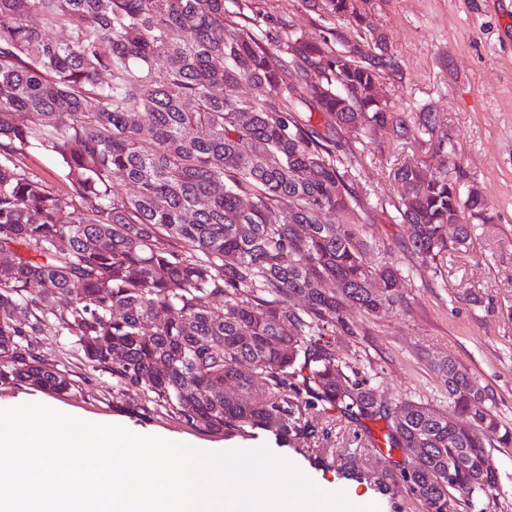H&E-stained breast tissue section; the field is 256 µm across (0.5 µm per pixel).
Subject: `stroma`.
Listing matches in <instances>:
<instances>
[{
  "label": "stroma",
  "instance_id": "stroma-1",
  "mask_svg": "<svg viewBox=\"0 0 512 512\" xmlns=\"http://www.w3.org/2000/svg\"><path fill=\"white\" fill-rule=\"evenodd\" d=\"M242 2L274 52L294 31L311 37L330 26L346 40L358 38L351 25L319 15L305 0ZM367 9L397 62L381 92L404 113L409 131L399 136L388 128L366 138L341 131L363 203L350 218L369 223L370 234L398 257L407 272L408 308L381 314L360 350L378 370L384 398L439 400L440 380L429 363L452 356L487 386L502 419L512 423V0H368ZM405 163L454 172L487 207L485 219L470 224L469 241L444 252L437 275L405 249L406 229L395 221L402 186L394 171ZM32 342L51 368L70 378V390L54 400L71 415L108 419L147 435L188 437L204 448L275 443L268 434L227 437L182 423L150 396L120 386L111 371L89 367L66 331L51 328ZM305 418L327 464L291 447L281 448L280 456L351 501L370 500L380 512H424L414 499H391L342 476L352 453L376 473L399 459V452L371 449L368 439L381 437L382 423H370L365 436L332 410L310 409Z\"/></svg>",
  "mask_w": 512,
  "mask_h": 512
}]
</instances>
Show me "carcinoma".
Instances as JSON below:
<instances>
[{"mask_svg": "<svg viewBox=\"0 0 512 512\" xmlns=\"http://www.w3.org/2000/svg\"><path fill=\"white\" fill-rule=\"evenodd\" d=\"M226 2L0 0V381L70 389L24 342L47 327L50 297L88 366L192 427L270 431L306 453L316 404L382 421L400 459L379 490L424 512H484L501 479L487 433L511 447L512 425L450 356L433 365L446 404L379 397L354 346L381 312L407 309L404 270L368 225L325 220L358 204L330 132L408 131L375 93L394 67L386 37L366 22L367 0H311L365 45L335 51L328 29L279 56L256 25L225 22ZM242 82L256 92L229 93ZM33 151L55 159L62 189L26 172ZM394 177L410 253L434 262L449 224L468 240L478 197L421 164ZM351 306L364 321L347 319Z\"/></svg>", "mask_w": 512, "mask_h": 512, "instance_id": "carcinoma-1", "label": "carcinoma"}]
</instances>
